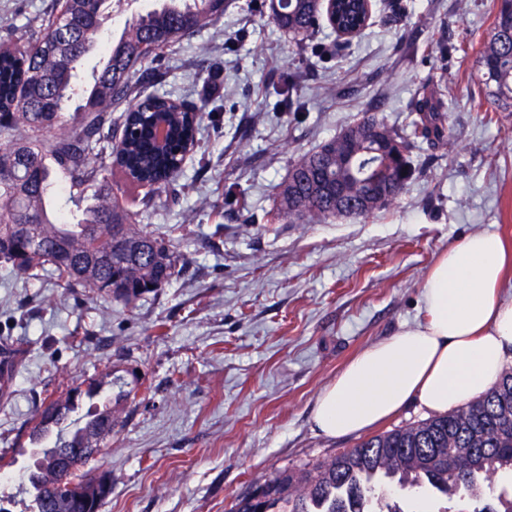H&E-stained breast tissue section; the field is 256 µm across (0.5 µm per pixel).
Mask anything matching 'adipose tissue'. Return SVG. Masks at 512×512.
<instances>
[{
	"instance_id": "adipose-tissue-1",
	"label": "adipose tissue",
	"mask_w": 512,
	"mask_h": 512,
	"mask_svg": "<svg viewBox=\"0 0 512 512\" xmlns=\"http://www.w3.org/2000/svg\"><path fill=\"white\" fill-rule=\"evenodd\" d=\"M512 252L489 232L448 247L429 268L417 320L365 348L317 396L314 430L340 438L408 405L433 413L485 394L512 360Z\"/></svg>"
}]
</instances>
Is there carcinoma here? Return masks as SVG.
Listing matches in <instances>:
<instances>
[{
  "label": "carcinoma",
  "mask_w": 512,
  "mask_h": 512,
  "mask_svg": "<svg viewBox=\"0 0 512 512\" xmlns=\"http://www.w3.org/2000/svg\"><path fill=\"white\" fill-rule=\"evenodd\" d=\"M278 7L273 21L297 44L319 30L326 10L322 0H278ZM492 8L493 34L480 50L476 95L492 112H512V0H493ZM359 9L360 0H338L339 22L354 23ZM223 16L224 0H156L114 41L108 37L110 16L101 0H61L40 39H19L0 51V130L21 127L26 132L19 141L0 142L1 265L32 277L48 272L65 288H83L95 298L125 305L151 292L149 286L169 281L178 264L171 239L143 232L112 193L108 177L102 178L90 203L76 212L44 216L53 181L42 152L43 135L62 132L54 161L74 186L108 170L89 156V145L112 136L119 126L139 131L111 161L126 180L159 186L175 181L181 173L177 150L197 144L198 129L189 120L187 104L170 94H148L124 109L122 121L115 124L112 109L134 93L138 66L148 56ZM96 49L107 56L108 67L88 82L81 68ZM72 111L83 113L76 129ZM414 111L419 115L412 125L414 137L445 141L442 98L426 94ZM159 122L171 132L170 149L159 148L150 135ZM376 123L378 139L365 132ZM348 129L356 136L355 155L336 156L332 138L293 161L288 177L277 186V218L290 224L336 218L333 188L338 181L347 188L348 202L383 183L390 187V200L402 193L405 185L398 183L381 152L384 140L401 139L398 132L373 113ZM108 384L115 391L111 405H96L86 415L94 423L93 432L88 435L81 426L67 432L77 447L93 452L63 475L48 467L30 472L29 485L37 492L30 512H44L45 491L55 497L53 512H99L105 503L102 499L86 506L75 500L76 492L109 475L96 463L124 427L125 408L140 392L137 379H125L116 367L110 381L92 380L85 390L76 386L64 395L46 397L16 442L44 460L61 417L75 410L80 396L89 398ZM504 473L512 474V372L474 402L278 471L235 496L231 512H375L384 489H418L446 497L457 486L474 501L494 497L496 505L479 512H512V496L496 492L494 477Z\"/></svg>",
  "instance_id": "carcinoma-1"
}]
</instances>
